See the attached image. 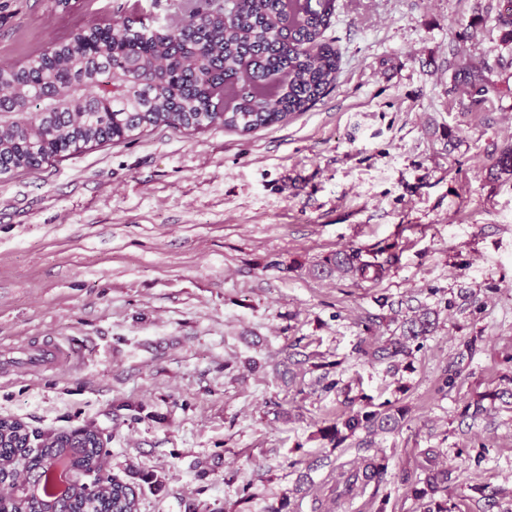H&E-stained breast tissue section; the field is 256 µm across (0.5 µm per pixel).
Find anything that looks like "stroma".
Masks as SVG:
<instances>
[{"instance_id": "35a3bbf8", "label": "stroma", "mask_w": 512, "mask_h": 512, "mask_svg": "<svg viewBox=\"0 0 512 512\" xmlns=\"http://www.w3.org/2000/svg\"><path fill=\"white\" fill-rule=\"evenodd\" d=\"M171 0H0V64ZM502 0H336L335 88L248 135L158 128L0 177V341L48 339L72 366L0 369V417L94 423L113 474L154 475L138 512H424L426 449L452 512H512V42ZM495 93L470 108L456 56ZM397 262L379 282L319 278L329 253ZM437 311L397 371L357 353L399 335L378 296ZM473 352H466V343ZM336 379L322 391L321 374ZM401 429L342 444L321 427L366 402ZM386 453L385 479L340 475Z\"/></svg>"}]
</instances>
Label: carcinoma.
Returning <instances> with one entry per match:
<instances>
[{
  "label": "carcinoma",
  "mask_w": 512,
  "mask_h": 512,
  "mask_svg": "<svg viewBox=\"0 0 512 512\" xmlns=\"http://www.w3.org/2000/svg\"><path fill=\"white\" fill-rule=\"evenodd\" d=\"M335 0H176L173 23L155 28L146 15L126 19L111 29L95 25L77 29L52 48L22 65H0V176L33 170L76 155L89 146L126 142L146 131L172 127L205 131L222 126L243 135L304 112L335 84L341 55L325 41ZM472 102L484 101L488 89L482 68L458 64ZM397 261L363 258L358 249L338 250L316 264L312 273H335L380 281ZM435 322L427 309L404 322L401 335L358 353L378 361L410 354L407 341L430 334ZM507 391L479 396L472 417L487 411L483 401H504ZM404 410L356 411L319 429L320 436L342 442L358 431L370 435L396 430ZM27 427L0 418V473L11 471ZM70 458L85 472L98 468L105 454L97 438ZM61 441L46 439L39 454L42 476L62 460ZM388 459L370 458L350 472L352 490L383 479ZM424 477L411 487L425 501V512L448 508L450 471L439 467L428 449L421 464ZM134 486L119 479L82 492L70 512H128Z\"/></svg>",
  "instance_id": "cac0c4a2"
}]
</instances>
